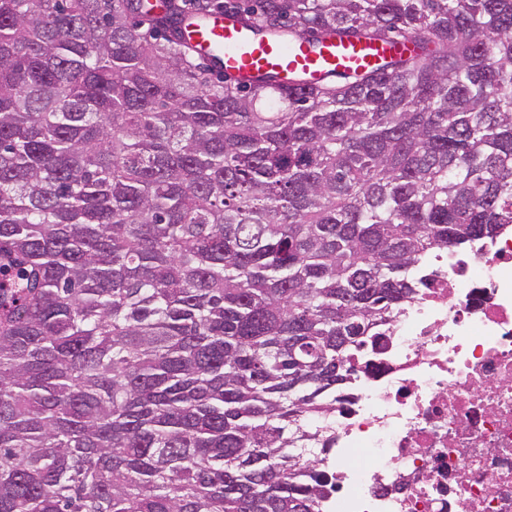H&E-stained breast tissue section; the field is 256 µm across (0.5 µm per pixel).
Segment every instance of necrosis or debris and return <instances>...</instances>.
Wrapping results in <instances>:
<instances>
[{"label":"necrosis or debris","instance_id":"necrosis-or-debris-1","mask_svg":"<svg viewBox=\"0 0 512 512\" xmlns=\"http://www.w3.org/2000/svg\"><path fill=\"white\" fill-rule=\"evenodd\" d=\"M423 267L336 393L320 512H512V225Z\"/></svg>","mask_w":512,"mask_h":512}]
</instances>
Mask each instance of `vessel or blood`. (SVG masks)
I'll return each instance as SVG.
<instances>
[{
  "label": "vessel or blood",
  "instance_id": "obj_1",
  "mask_svg": "<svg viewBox=\"0 0 512 512\" xmlns=\"http://www.w3.org/2000/svg\"><path fill=\"white\" fill-rule=\"evenodd\" d=\"M177 29L197 57L216 71L242 80L272 73L285 84L299 76L315 82L369 69L395 50L391 44L349 38L332 39L319 47L307 42L290 45L278 39H261L220 11L208 13L199 22L193 15H182Z\"/></svg>",
  "mask_w": 512,
  "mask_h": 512
}]
</instances>
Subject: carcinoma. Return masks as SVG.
<instances>
[{
  "instance_id": "obj_1",
  "label": "carcinoma",
  "mask_w": 512,
  "mask_h": 512,
  "mask_svg": "<svg viewBox=\"0 0 512 512\" xmlns=\"http://www.w3.org/2000/svg\"><path fill=\"white\" fill-rule=\"evenodd\" d=\"M216 9L413 49L214 80L175 0H0V512H317L352 355L512 224V0Z\"/></svg>"
}]
</instances>
